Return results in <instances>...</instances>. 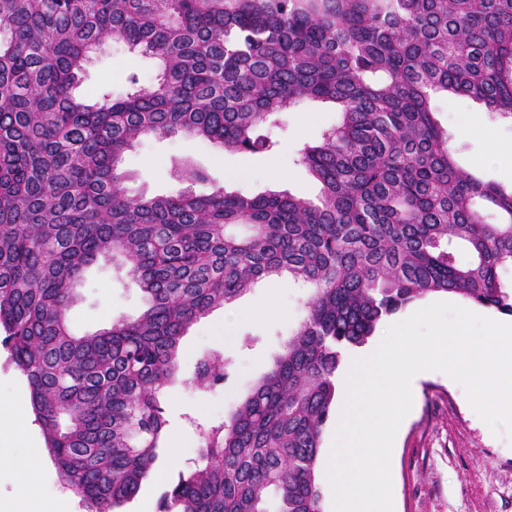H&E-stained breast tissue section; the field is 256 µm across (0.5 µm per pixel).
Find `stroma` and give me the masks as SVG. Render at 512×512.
Instances as JSON below:
<instances>
[{"instance_id": "obj_1", "label": "stroma", "mask_w": 512, "mask_h": 512, "mask_svg": "<svg viewBox=\"0 0 512 512\" xmlns=\"http://www.w3.org/2000/svg\"><path fill=\"white\" fill-rule=\"evenodd\" d=\"M132 72L142 86L150 87L158 66L154 59L131 55L124 45L110 43L95 55L81 89L120 96L127 91ZM434 107L439 124L452 133L450 144L459 163L484 180L511 186L512 155L506 149L512 146V118L484 113L481 134L458 138L455 129L466 123L470 113L484 112L482 104L464 96L439 97ZM339 118L333 104L301 101L286 115L285 127L274 132L279 150L267 156L230 153L181 135L147 137L125 154L123 185L132 195L177 194L182 185L171 177V163L190 154L209 169L214 184L226 189H239L238 174L251 173L255 179L245 186L251 193L286 190L312 199L319 185L299 164V152L320 143L322 132ZM274 168L287 171V180L272 177ZM269 290V282H259L234 303L197 321L182 341L179 380L168 386L164 406L167 438L181 439L188 453L196 451L199 425L223 420L244 400L303 317L305 291L286 285L278 295L282 316L236 320L237 311L261 305ZM145 305L144 293L120 262L99 263L89 267L79 282L68 320L75 333L83 334L120 317L135 318ZM228 319L234 322L231 335L215 336V327ZM214 349L228 360V376L212 391L196 392L187 380L200 356ZM8 417L12 425L0 429V455L15 464L0 468V512H16L18 470L26 466L32 444L44 442L31 404L11 410ZM181 468L170 451H163L158 466L119 512H160L162 493ZM391 476L393 512H512V437L491 430L460 384L443 375L429 376L419 381L413 414L396 439Z\"/></svg>"}]
</instances>
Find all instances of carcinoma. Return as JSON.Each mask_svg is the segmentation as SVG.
<instances>
[{"label": "carcinoma", "mask_w": 512, "mask_h": 512, "mask_svg": "<svg viewBox=\"0 0 512 512\" xmlns=\"http://www.w3.org/2000/svg\"><path fill=\"white\" fill-rule=\"evenodd\" d=\"M107 43L157 60L156 83L132 73L122 96L77 97ZM439 95L512 116V0H0V343L83 512L139 491L183 336L262 280L308 289L305 316L232 413L199 427L162 512H322L344 353L428 294L512 316V188L458 164ZM305 99L340 113L300 152L315 200L213 189L190 155L177 195L123 188L145 136L271 154ZM118 257L148 307L72 332L76 284ZM227 366L203 354L191 387ZM336 411V404L333 406V415L329 423L326 425V427L323 430L322 439H321V448H320V463H319V470H318V476H320V469H321V478L320 483L322 487V510L323 512H332V501H331V488L329 486V483L325 482L323 480V465H324V459L326 457V451L327 448H331L333 436H334V414Z\"/></svg>", "instance_id": "cac0c4a2"}]
</instances>
